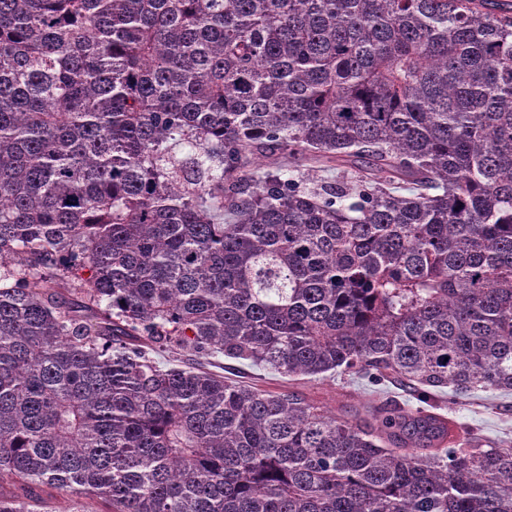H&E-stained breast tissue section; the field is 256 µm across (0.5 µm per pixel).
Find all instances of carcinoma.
<instances>
[{
  "mask_svg": "<svg viewBox=\"0 0 512 512\" xmlns=\"http://www.w3.org/2000/svg\"><path fill=\"white\" fill-rule=\"evenodd\" d=\"M445 391L512 392V0H0V486L512 512V445ZM220 366L235 368L244 379L255 387L267 391L290 389L298 391L327 407L333 414H343L348 418L362 416L364 406L377 405L385 399L387 392L391 396H403L402 390L386 383L385 385L370 384L367 379H357L344 374H336L334 378L319 382H309L308 379L297 377L289 380L276 373L241 366L234 360L224 357L216 358Z\"/></svg>",
  "mask_w": 512,
  "mask_h": 512,
  "instance_id": "carcinoma-1",
  "label": "carcinoma"
}]
</instances>
